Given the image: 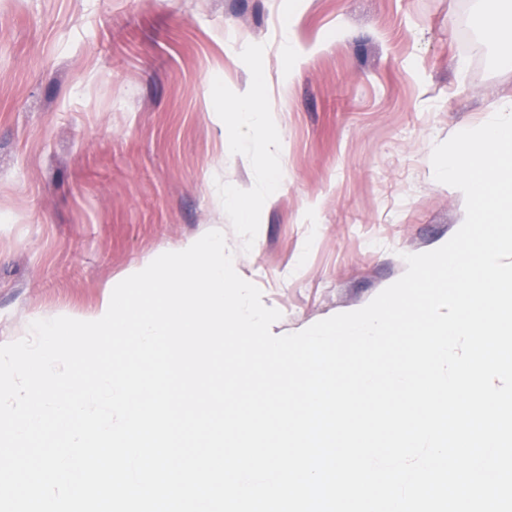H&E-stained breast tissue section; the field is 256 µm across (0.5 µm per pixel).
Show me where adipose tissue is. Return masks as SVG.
<instances>
[{
	"label": "adipose tissue",
	"mask_w": 512,
	"mask_h": 512,
	"mask_svg": "<svg viewBox=\"0 0 512 512\" xmlns=\"http://www.w3.org/2000/svg\"><path fill=\"white\" fill-rule=\"evenodd\" d=\"M225 108L230 109L239 119L240 126L236 135L231 139L232 151H247L258 167H265L267 160L276 152V139L266 137L256 138V129L267 122V113L260 100L251 96H241L225 101Z\"/></svg>",
	"instance_id": "ef3b65f1"
}]
</instances>
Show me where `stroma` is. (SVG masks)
<instances>
[{
	"instance_id": "35a3bbf8",
	"label": "stroma",
	"mask_w": 512,
	"mask_h": 512,
	"mask_svg": "<svg viewBox=\"0 0 512 512\" xmlns=\"http://www.w3.org/2000/svg\"><path fill=\"white\" fill-rule=\"evenodd\" d=\"M493 8L0 0V343L94 314L127 271L217 228L274 332L366 306L464 222L431 154L512 105V45L477 24ZM249 88L279 137L269 187L211 105Z\"/></svg>"
}]
</instances>
